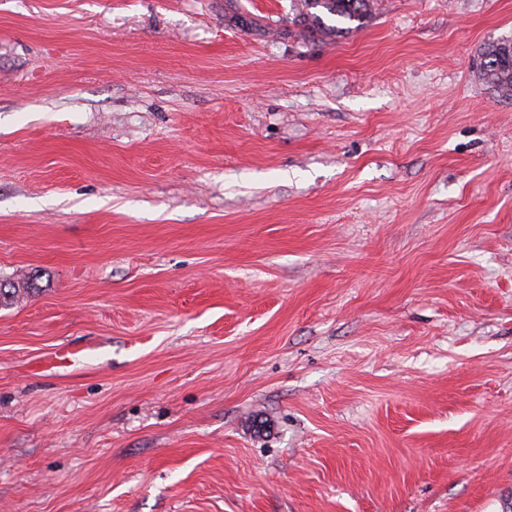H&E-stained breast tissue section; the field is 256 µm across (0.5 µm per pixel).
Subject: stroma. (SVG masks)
Instances as JSON below:
<instances>
[{"label":"stroma","mask_w":512,"mask_h":512,"mask_svg":"<svg viewBox=\"0 0 512 512\" xmlns=\"http://www.w3.org/2000/svg\"><path fill=\"white\" fill-rule=\"evenodd\" d=\"M0 0V512H502L512 0ZM301 8H299L293 24L299 27V35L304 39L321 40L324 37H342L344 32H350L349 27L342 28L329 25L324 21L322 10L327 14L343 18L348 21L360 22L366 18L371 12L372 0H300ZM320 8V9H319ZM316 10V11H312ZM319 12V13H318ZM346 30V31H345ZM480 78L498 93L512 100V38H500L486 44L482 54ZM37 281V274H27L19 279L0 277V307H10L20 296L37 289Z\"/></svg>","instance_id":"1"}]
</instances>
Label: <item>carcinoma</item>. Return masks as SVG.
I'll list each match as a JSON object with an SVG mask.
<instances>
[{
	"label": "carcinoma",
	"mask_w": 512,
	"mask_h": 512,
	"mask_svg": "<svg viewBox=\"0 0 512 512\" xmlns=\"http://www.w3.org/2000/svg\"><path fill=\"white\" fill-rule=\"evenodd\" d=\"M293 24L299 27V35L309 40H321L334 35L341 37L345 29L329 25L318 10L348 21H361L371 12L372 0H300ZM480 78L489 84L505 100H512V38H500L486 44ZM38 276L27 274L22 278L0 277V307L14 304L20 296L37 289Z\"/></svg>",
	"instance_id": "cac0c4a2"
}]
</instances>
